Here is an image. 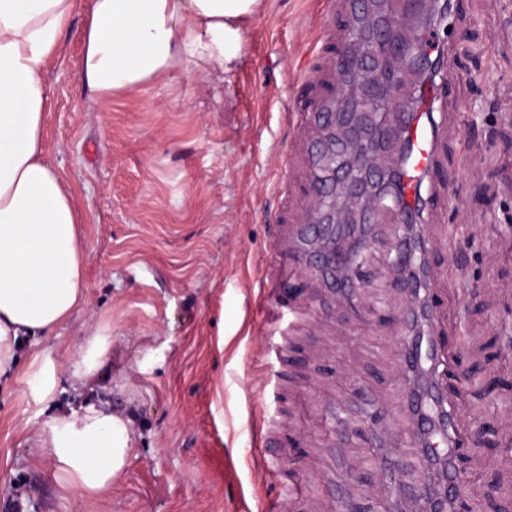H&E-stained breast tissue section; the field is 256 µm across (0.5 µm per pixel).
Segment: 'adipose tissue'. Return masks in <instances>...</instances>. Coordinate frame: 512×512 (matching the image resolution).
<instances>
[{
  "mask_svg": "<svg viewBox=\"0 0 512 512\" xmlns=\"http://www.w3.org/2000/svg\"><path fill=\"white\" fill-rule=\"evenodd\" d=\"M261 0H90L80 75L96 103L166 78L177 66L231 70ZM77 0H0V377L21 374L32 399L57 395L53 355H21L25 339L50 335L86 303L83 217L45 157L48 61L59 55ZM112 344L98 323L72 364L84 383ZM135 442L131 421L93 404L49 417L36 435L62 494H107Z\"/></svg>",
  "mask_w": 512,
  "mask_h": 512,
  "instance_id": "ef3b65f1",
  "label": "adipose tissue"
}]
</instances>
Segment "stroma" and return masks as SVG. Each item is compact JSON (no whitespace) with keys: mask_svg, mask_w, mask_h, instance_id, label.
<instances>
[{"mask_svg":"<svg viewBox=\"0 0 512 512\" xmlns=\"http://www.w3.org/2000/svg\"><path fill=\"white\" fill-rule=\"evenodd\" d=\"M322 0H264L237 66L175 68L89 108L81 82L84 13L47 70L46 157L77 195L85 222L86 306L34 342L59 366L57 408L90 403L127 414L135 443L103 497L64 495L50 463H35L49 414L24 382L0 380V512H256L280 480L301 503L336 512H395L400 493L435 486L405 396L417 382L403 361L409 300L397 255L426 258L429 327L457 346L451 392L472 454L467 512H512V0H460L439 30L440 69L452 88L436 171L438 202L423 225H376L355 270L354 300L320 293L305 253L283 302L259 297L255 277L272 241L307 221L306 189L320 169L304 148L326 129L296 130L282 114L306 70L328 79L317 54ZM294 191L278 219L279 181ZM461 248L449 253L448 240ZM289 349L270 355L278 305ZM112 347L76 388L75 354L101 319ZM284 380L272 427L280 471L262 481L252 460L265 384Z\"/></svg>","mask_w":512,"mask_h":512,"instance_id":"1","label":"stroma"}]
</instances>
